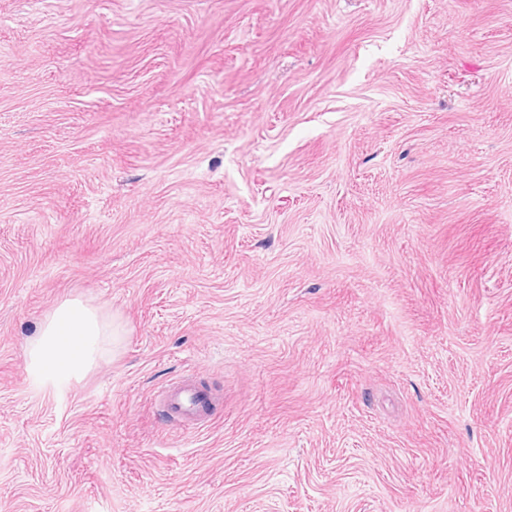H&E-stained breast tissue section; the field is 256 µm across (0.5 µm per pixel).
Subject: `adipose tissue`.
<instances>
[{
  "label": "adipose tissue",
  "mask_w": 512,
  "mask_h": 512,
  "mask_svg": "<svg viewBox=\"0 0 512 512\" xmlns=\"http://www.w3.org/2000/svg\"><path fill=\"white\" fill-rule=\"evenodd\" d=\"M121 333L120 324L97 307L79 298L64 300L30 340L26 370L40 383L68 384L92 370L110 340Z\"/></svg>",
  "instance_id": "1"
}]
</instances>
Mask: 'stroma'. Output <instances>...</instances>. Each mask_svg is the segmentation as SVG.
I'll list each match as a JSON object with an SVG mask.
<instances>
[{"mask_svg":"<svg viewBox=\"0 0 512 512\" xmlns=\"http://www.w3.org/2000/svg\"><path fill=\"white\" fill-rule=\"evenodd\" d=\"M0 512H512V0H0ZM115 319L79 298L66 299L42 321L30 340L26 370L42 384L59 387L88 373L122 335ZM158 407L165 418L188 429L208 422V402L195 380L166 387L158 396Z\"/></svg>","mask_w":512,"mask_h":512,"instance_id":"obj_1","label":"stroma"}]
</instances>
